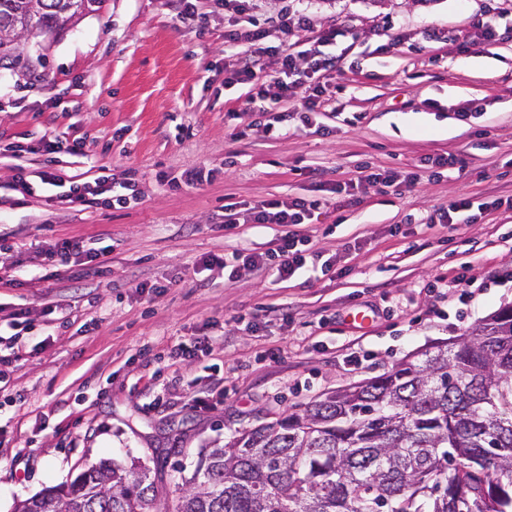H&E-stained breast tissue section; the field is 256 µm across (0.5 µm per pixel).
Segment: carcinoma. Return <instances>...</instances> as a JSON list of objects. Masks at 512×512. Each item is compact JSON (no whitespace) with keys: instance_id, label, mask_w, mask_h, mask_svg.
Instances as JSON below:
<instances>
[{"instance_id":"1","label":"carcinoma","mask_w":512,"mask_h":512,"mask_svg":"<svg viewBox=\"0 0 512 512\" xmlns=\"http://www.w3.org/2000/svg\"><path fill=\"white\" fill-rule=\"evenodd\" d=\"M104 0H0V69L28 32ZM136 462L102 460L17 512H157ZM173 512H512V305L424 358L204 451Z\"/></svg>"}]
</instances>
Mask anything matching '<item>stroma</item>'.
I'll return each instance as SVG.
<instances>
[{
  "mask_svg": "<svg viewBox=\"0 0 512 512\" xmlns=\"http://www.w3.org/2000/svg\"><path fill=\"white\" fill-rule=\"evenodd\" d=\"M337 67L311 126L266 135L244 85L224 71L249 55L224 44V13L205 26L168 0H104L24 66L0 69V512L71 482L103 459L139 461L162 503L201 451L384 374L434 342L473 331L512 304V38L463 53L478 20L512 19V0H301ZM399 46L384 50L389 35ZM471 108L463 120L460 110ZM80 139L54 155L43 135ZM452 154L464 169L425 168ZM193 168L210 170L199 188ZM420 169L397 190L370 171ZM27 184L19 186L16 177ZM103 181L93 203H61L71 182ZM351 183L346 206L321 182ZM136 192L124 208L112 198ZM466 195L473 224L427 225ZM317 202L307 265L287 280L228 278L211 255L269 250L282 228L223 229L224 206ZM76 238L100 250L89 276L43 279L42 247ZM206 336L190 361L171 348ZM370 362L349 364L356 349ZM209 402L196 409L194 398Z\"/></svg>",
  "mask_w": 512,
  "mask_h": 512,
  "instance_id": "35a3bbf8",
  "label": "stroma"
}]
</instances>
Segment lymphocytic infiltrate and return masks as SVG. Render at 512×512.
Listing matches in <instances>:
<instances>
[{
  "instance_id": "1",
  "label": "lymphocytic infiltrate",
  "mask_w": 512,
  "mask_h": 512,
  "mask_svg": "<svg viewBox=\"0 0 512 512\" xmlns=\"http://www.w3.org/2000/svg\"><path fill=\"white\" fill-rule=\"evenodd\" d=\"M224 12V41L229 45L241 42L252 47V59L226 70L224 81L228 84H257L256 97L259 100H285L293 97L303 85H311L312 90L304 97L299 112L303 125H310L313 112L320 105L322 89L319 80L334 68L332 57L322 52V45L335 42L342 34L341 29L328 28L308 40L305 49L282 43H268V31L257 25L252 16L253 0H216ZM266 56L278 57L280 70L277 77L266 82H259L255 63ZM313 206L302 199L265 200L248 208L246 221L250 224H278L285 231L275 241V246L264 254H233L226 259L212 257V264L231 270L232 274L240 271H274L282 280L295 275L306 264L303 246L305 240L299 236L297 225L307 223L312 216Z\"/></svg>"
}]
</instances>
